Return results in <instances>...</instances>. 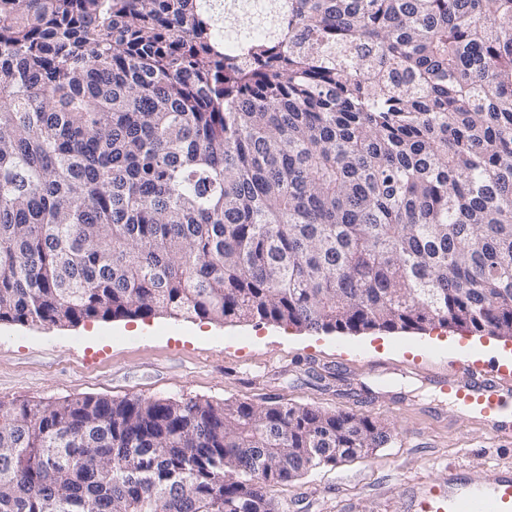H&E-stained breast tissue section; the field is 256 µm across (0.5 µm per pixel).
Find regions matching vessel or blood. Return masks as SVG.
I'll use <instances>...</instances> for the list:
<instances>
[{
    "label": "vessel or blood",
    "mask_w": 512,
    "mask_h": 512,
    "mask_svg": "<svg viewBox=\"0 0 512 512\" xmlns=\"http://www.w3.org/2000/svg\"><path fill=\"white\" fill-rule=\"evenodd\" d=\"M441 390L483 421L497 442L512 445V370L461 359ZM415 512H512V474L493 472L444 493L420 483Z\"/></svg>",
    "instance_id": "obj_1"
}]
</instances>
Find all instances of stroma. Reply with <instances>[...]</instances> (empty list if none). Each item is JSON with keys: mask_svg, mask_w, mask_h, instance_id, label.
I'll return each instance as SVG.
<instances>
[{"mask_svg": "<svg viewBox=\"0 0 512 512\" xmlns=\"http://www.w3.org/2000/svg\"><path fill=\"white\" fill-rule=\"evenodd\" d=\"M143 322L152 335H137ZM143 322L0 323V400H285L390 426L391 440L368 456L272 487L275 512H407L411 485H447L449 468L474 482L493 469L512 471V447L459 414L437 385L463 358V346L496 361L493 337L438 326L339 334L162 313ZM497 343L512 353V339Z\"/></svg>", "mask_w": 512, "mask_h": 512, "instance_id": "1", "label": "stroma"}]
</instances>
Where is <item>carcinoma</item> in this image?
Masks as SVG:
<instances>
[{
	"label": "carcinoma",
	"mask_w": 512,
	"mask_h": 512,
	"mask_svg": "<svg viewBox=\"0 0 512 512\" xmlns=\"http://www.w3.org/2000/svg\"><path fill=\"white\" fill-rule=\"evenodd\" d=\"M0 0V322L512 336V0ZM274 401H0V512H273L388 442Z\"/></svg>",
	"instance_id": "1"
}]
</instances>
